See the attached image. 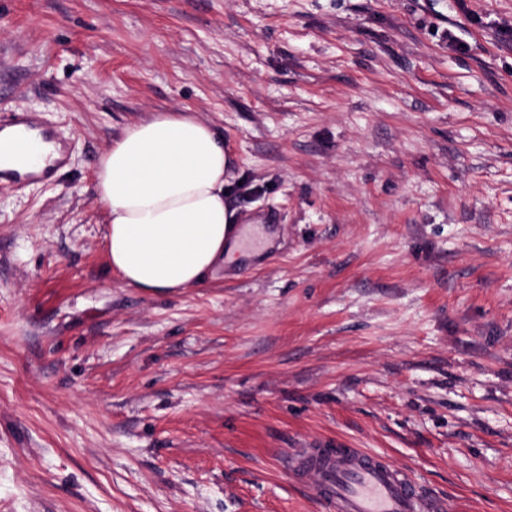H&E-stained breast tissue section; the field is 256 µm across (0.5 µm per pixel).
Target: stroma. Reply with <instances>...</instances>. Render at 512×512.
<instances>
[{"instance_id":"35a3bbf8","label":"stroma","mask_w":512,"mask_h":512,"mask_svg":"<svg viewBox=\"0 0 512 512\" xmlns=\"http://www.w3.org/2000/svg\"><path fill=\"white\" fill-rule=\"evenodd\" d=\"M512 0H0V113L66 143L0 190V512H327L363 448L512 512ZM212 127L259 255L146 292L100 156Z\"/></svg>"}]
</instances>
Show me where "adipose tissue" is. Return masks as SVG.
Segmentation results:
<instances>
[{
	"mask_svg": "<svg viewBox=\"0 0 512 512\" xmlns=\"http://www.w3.org/2000/svg\"><path fill=\"white\" fill-rule=\"evenodd\" d=\"M229 165L215 131L176 112L129 126L100 157L106 249L127 286L197 288L217 260L233 261L225 248L235 231L224 203Z\"/></svg>",
	"mask_w": 512,
	"mask_h": 512,
	"instance_id": "obj_1",
	"label": "adipose tissue"
}]
</instances>
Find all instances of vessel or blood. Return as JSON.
Returning <instances> with one entry per match:
<instances>
[{
	"label": "vessel or blood",
	"mask_w": 512,
	"mask_h": 512,
	"mask_svg": "<svg viewBox=\"0 0 512 512\" xmlns=\"http://www.w3.org/2000/svg\"><path fill=\"white\" fill-rule=\"evenodd\" d=\"M295 475L310 472L330 512H447L446 501L360 448H304L289 458Z\"/></svg>",
	"instance_id": "b4317fda"
}]
</instances>
